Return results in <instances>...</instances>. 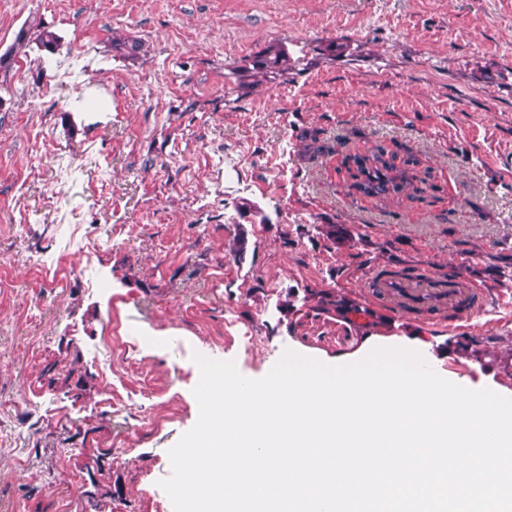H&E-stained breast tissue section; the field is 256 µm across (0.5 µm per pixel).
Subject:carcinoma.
Instances as JSON below:
<instances>
[{
  "mask_svg": "<svg viewBox=\"0 0 512 512\" xmlns=\"http://www.w3.org/2000/svg\"><path fill=\"white\" fill-rule=\"evenodd\" d=\"M258 70H270L281 76L288 75V55L281 51L267 52L254 66ZM346 170H355L351 174L354 182L352 189L366 196L382 200L406 196L417 199L425 192L428 182L416 174L418 161L413 156L398 159V156L378 147L365 154L354 153L345 156Z\"/></svg>",
  "mask_w": 512,
  "mask_h": 512,
  "instance_id": "obj_1",
  "label": "carcinoma"
}]
</instances>
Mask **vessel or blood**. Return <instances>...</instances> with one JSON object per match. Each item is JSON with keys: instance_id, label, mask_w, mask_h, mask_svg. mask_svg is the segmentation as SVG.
Listing matches in <instances>:
<instances>
[{"instance_id": "vessel-or-blood-1", "label": "vessel or blood", "mask_w": 512, "mask_h": 512, "mask_svg": "<svg viewBox=\"0 0 512 512\" xmlns=\"http://www.w3.org/2000/svg\"><path fill=\"white\" fill-rule=\"evenodd\" d=\"M369 292L396 311L422 308L438 316L478 311L486 301L484 291L473 288L462 276L436 280L414 271L373 277Z\"/></svg>"}]
</instances>
